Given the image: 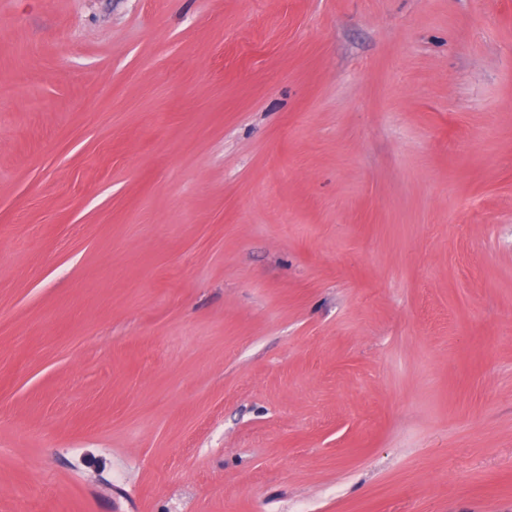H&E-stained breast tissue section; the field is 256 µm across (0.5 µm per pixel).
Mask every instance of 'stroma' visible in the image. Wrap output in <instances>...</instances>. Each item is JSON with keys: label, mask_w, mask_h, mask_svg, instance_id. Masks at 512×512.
<instances>
[{"label": "stroma", "mask_w": 512, "mask_h": 512, "mask_svg": "<svg viewBox=\"0 0 512 512\" xmlns=\"http://www.w3.org/2000/svg\"><path fill=\"white\" fill-rule=\"evenodd\" d=\"M0 512H512V0H0Z\"/></svg>", "instance_id": "stroma-1"}]
</instances>
